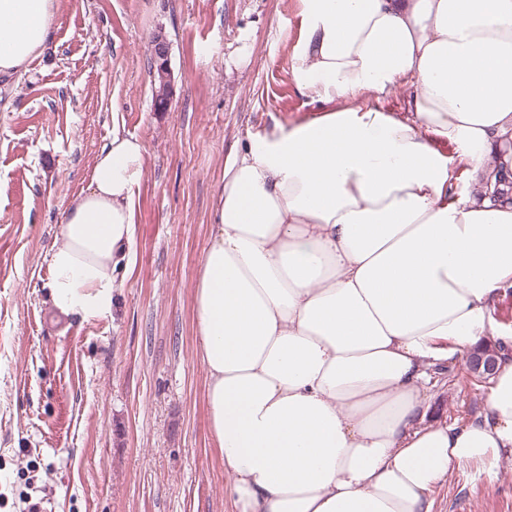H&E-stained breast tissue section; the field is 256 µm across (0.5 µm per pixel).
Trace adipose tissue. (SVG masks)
Listing matches in <instances>:
<instances>
[{
  "label": "adipose tissue",
  "instance_id": "obj_1",
  "mask_svg": "<svg viewBox=\"0 0 512 512\" xmlns=\"http://www.w3.org/2000/svg\"><path fill=\"white\" fill-rule=\"evenodd\" d=\"M294 52L320 114L224 162L194 287L212 438L241 512H433L464 464L512 460V0H304ZM59 0H0V76ZM408 116L374 106L396 86ZM449 142L445 154L437 140ZM146 148L113 133L48 250L53 307L110 315ZM464 161L475 191H448ZM501 346L483 411L429 417L433 368ZM493 316L507 329L512 328V288H504L499 292L495 302Z\"/></svg>",
  "mask_w": 512,
  "mask_h": 512
}]
</instances>
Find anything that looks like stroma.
<instances>
[{
  "label": "stroma",
  "mask_w": 512,
  "mask_h": 512,
  "mask_svg": "<svg viewBox=\"0 0 512 512\" xmlns=\"http://www.w3.org/2000/svg\"><path fill=\"white\" fill-rule=\"evenodd\" d=\"M302 0H61L42 55L0 80V512H236L208 425L194 284L224 161L316 114L293 79ZM170 44L154 109L150 40ZM146 147L111 315L61 316L45 283L65 208L113 131ZM488 383L455 364L431 410L459 425ZM435 512H512V462L457 468ZM151 64L161 75V88L155 94V111L165 112L172 101L173 74L170 67L169 43L161 32L155 33L152 37Z\"/></svg>",
  "instance_id": "35a3bbf8"
}]
</instances>
